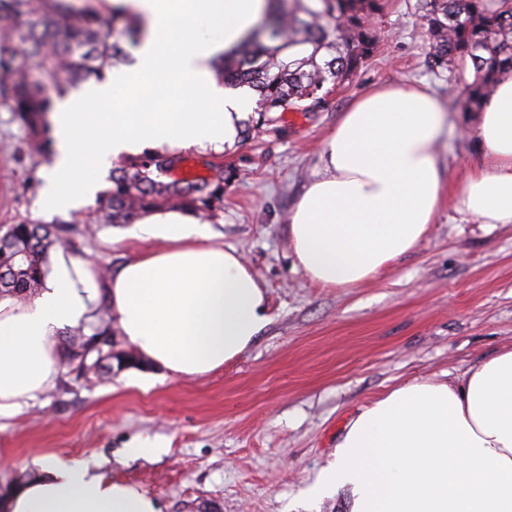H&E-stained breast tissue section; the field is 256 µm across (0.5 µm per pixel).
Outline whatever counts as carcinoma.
I'll use <instances>...</instances> for the list:
<instances>
[{
	"label": "carcinoma",
	"mask_w": 512,
	"mask_h": 512,
	"mask_svg": "<svg viewBox=\"0 0 512 512\" xmlns=\"http://www.w3.org/2000/svg\"><path fill=\"white\" fill-rule=\"evenodd\" d=\"M103 0H0V109L13 113L42 151L52 146L49 115L73 87L101 79L127 57L138 29ZM433 67L472 68L459 108L479 112L497 80L512 74V0H419ZM382 0H275L237 56L221 59L224 86H247L259 96L254 127L278 122V113L308 112L326 85L353 78L377 44L368 18ZM177 156L148 151L112 169L101 222L130 224L159 210L177 209L213 220L224 209V171L211 178L170 177ZM63 229L33 221L0 225V297L26 300L42 286L50 250L64 243ZM108 307L64 342V357L100 377L137 366L140 360L112 354Z\"/></svg>",
	"instance_id": "cac0c4a2"
}]
</instances>
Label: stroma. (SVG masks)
<instances>
[{
	"label": "stroma",
	"mask_w": 512,
	"mask_h": 512,
	"mask_svg": "<svg viewBox=\"0 0 512 512\" xmlns=\"http://www.w3.org/2000/svg\"><path fill=\"white\" fill-rule=\"evenodd\" d=\"M373 26L374 54L316 110L285 112L224 150L181 153L204 175L233 176L209 227L267 291L270 321L255 342L196 378L145 359L107 378L58 362L55 386L0 420L1 487L37 473L34 458L57 456L141 486L165 512H349L346 491L314 502L307 490L350 418L414 379L456 380L512 347V224L483 226L443 207L412 252L357 288L319 287L295 266L287 215L350 101L380 84L425 85L444 104L459 100L454 74L430 67L417 0H384ZM469 123L456 112L442 149L454 189L481 160L463 133ZM51 160L0 110V225L38 220L39 174ZM52 222L67 229L75 257L102 268L145 247L126 225L97 223L92 207ZM141 434L160 437L164 452L129 456Z\"/></svg>",
	"instance_id": "stroma-1"
}]
</instances>
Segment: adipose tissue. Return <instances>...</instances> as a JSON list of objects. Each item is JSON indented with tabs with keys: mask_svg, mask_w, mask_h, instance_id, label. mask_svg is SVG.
Listing matches in <instances>:
<instances>
[{
	"mask_svg": "<svg viewBox=\"0 0 512 512\" xmlns=\"http://www.w3.org/2000/svg\"><path fill=\"white\" fill-rule=\"evenodd\" d=\"M141 30L133 61L64 98L51 115L53 161L40 215L92 204L113 160L144 148L222 150L255 106L213 63L231 54L270 0H109ZM448 114L427 88L377 86L357 95L320 153V169L288 217L295 265L324 288L374 281L427 234L446 190L433 151ZM472 134L482 160L459 190L481 224H512V76L501 79ZM162 240L117 271L67 250L32 302L0 299V417L52 389L59 334L107 301L137 353L181 378L200 377L247 350L268 323L265 289L243 257L190 213L149 214L131 233ZM41 477L10 512H162L158 498L83 462L40 458ZM349 493V512H512V348L457 382L415 380L348 422L312 490Z\"/></svg>",
	"mask_w": 512,
	"mask_h": 512,
	"instance_id": "1",
	"label": "adipose tissue"
}]
</instances>
